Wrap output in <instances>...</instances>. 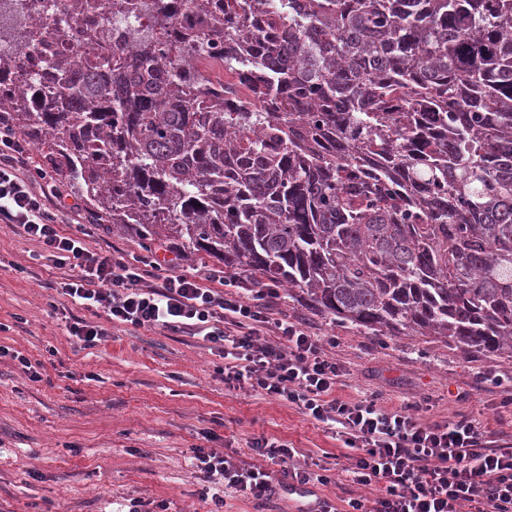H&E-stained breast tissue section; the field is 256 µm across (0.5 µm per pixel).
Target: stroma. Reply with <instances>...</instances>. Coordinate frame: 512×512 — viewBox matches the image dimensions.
Returning a JSON list of instances; mask_svg holds the SVG:
<instances>
[{
	"instance_id": "1",
	"label": "stroma",
	"mask_w": 512,
	"mask_h": 512,
	"mask_svg": "<svg viewBox=\"0 0 512 512\" xmlns=\"http://www.w3.org/2000/svg\"><path fill=\"white\" fill-rule=\"evenodd\" d=\"M75 223L93 252L139 253L140 239L114 229L85 198ZM41 247L0 223V345L32 365L0 360V512H120L129 499L165 502L167 512H212L200 497L193 451H247L264 437L300 449L306 464L343 447L325 425L288 403L229 390L217 372L222 353L199 337L132 330L106 313L71 304L57 287L70 270L42 258ZM318 334L335 335L349 399L380 395L401 407L426 400L429 420L464 414L512 444V387L486 384L489 370L512 374L507 357H465L425 338L363 336L288 302ZM108 331L81 349L66 318Z\"/></svg>"
}]
</instances>
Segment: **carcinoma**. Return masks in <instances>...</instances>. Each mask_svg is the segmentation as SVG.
Returning a JSON list of instances; mask_svg holds the SVG:
<instances>
[{
	"label": "carcinoma",
	"mask_w": 512,
	"mask_h": 512,
	"mask_svg": "<svg viewBox=\"0 0 512 512\" xmlns=\"http://www.w3.org/2000/svg\"><path fill=\"white\" fill-rule=\"evenodd\" d=\"M14 2L36 53L0 50V116L113 226L365 336L512 358V0H224L222 23L199 3L195 40L170 35L180 0L92 6L138 41L128 64L51 41L56 0ZM262 24L252 63L238 36ZM193 55L254 102L224 111Z\"/></svg>",
	"instance_id": "carcinoma-1"
}]
</instances>
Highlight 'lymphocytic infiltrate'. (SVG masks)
<instances>
[{
    "label": "lymphocytic infiltrate",
    "mask_w": 512,
    "mask_h": 512,
    "mask_svg": "<svg viewBox=\"0 0 512 512\" xmlns=\"http://www.w3.org/2000/svg\"><path fill=\"white\" fill-rule=\"evenodd\" d=\"M27 141L0 124V221L39 243L47 259L75 269L60 284L72 303L103 310L112 322L203 337L223 353L224 386L287 402L325 424L348 453L354 484L374 498H352L348 512H512V448L493 445L468 416L427 421L428 404L400 408L378 397L340 394L346 369L335 338H320L282 307L279 285L257 286L220 267L184 273L153 255L122 257L87 249L60 233L71 212L63 181L51 170L22 166ZM249 462L218 448L194 451L201 482L221 484L265 504L289 484L325 485L332 477L295 465L296 449L254 439Z\"/></svg>",
    "instance_id": "1"
}]
</instances>
